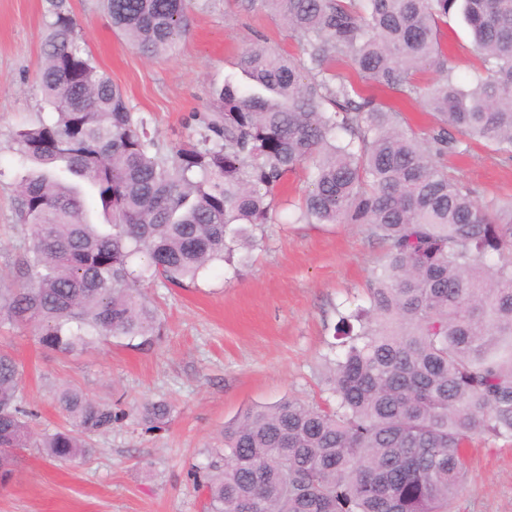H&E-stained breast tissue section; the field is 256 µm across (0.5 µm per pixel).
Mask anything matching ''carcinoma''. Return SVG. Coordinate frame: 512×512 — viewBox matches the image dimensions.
Here are the masks:
<instances>
[{"mask_svg":"<svg viewBox=\"0 0 512 512\" xmlns=\"http://www.w3.org/2000/svg\"><path fill=\"white\" fill-rule=\"evenodd\" d=\"M300 39L297 56L240 52L197 138L163 152L147 119L80 45L67 0H51L38 85L51 121L20 128L19 213L29 247L0 324L33 326L72 354L162 336L145 286L197 281L257 243L289 174L308 172L296 217L366 228L384 254L367 305L340 315L324 407L294 397L224 425L193 473L207 512H448L477 437L512 441V202L480 200L439 158L477 139L512 158V0H246ZM147 57L185 36L191 0H102ZM458 12L476 66L466 84L439 39ZM346 60L354 80L332 67ZM437 78L422 87L420 71ZM422 99L419 134L373 90ZM106 219L93 224L90 206ZM72 427L37 434L22 374L0 350V483L19 448L87 456L126 412L75 389L54 396ZM170 407L143 406L147 432Z\"/></svg>","mask_w":512,"mask_h":512,"instance_id":"carcinoma-1","label":"carcinoma"}]
</instances>
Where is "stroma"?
Listing matches in <instances>:
<instances>
[{
  "instance_id": "stroma-1",
  "label": "stroma",
  "mask_w": 512,
  "mask_h": 512,
  "mask_svg": "<svg viewBox=\"0 0 512 512\" xmlns=\"http://www.w3.org/2000/svg\"><path fill=\"white\" fill-rule=\"evenodd\" d=\"M68 6L88 53L167 149L186 138L188 116L206 111L212 90L238 76L243 49L259 42L298 51L285 25L245 0H195L175 53L153 58L113 30L101 0H68ZM48 9L47 0H0V288L11 287L28 244L11 134L48 112L37 87ZM440 40L457 76L466 77L477 59L461 16L449 19ZM444 162L481 200L512 201V159L477 145L469 156ZM308 186L305 170L289 177L276 200V223L257 230L244 263L218 266L186 288L152 286L164 327L153 346L117 340L65 355L40 347L31 328L0 327V349L16 359L38 412L35 431L66 426L53 400L63 386L127 412L83 462L20 450L12 480L0 486V512H206V494L190 469L207 463L225 423L286 396L325 399L322 357L339 314L365 305L383 249L360 226L294 222ZM147 399L170 402L166 430L148 433L137 423L133 411ZM469 458L451 512H512V444L478 438Z\"/></svg>"
}]
</instances>
